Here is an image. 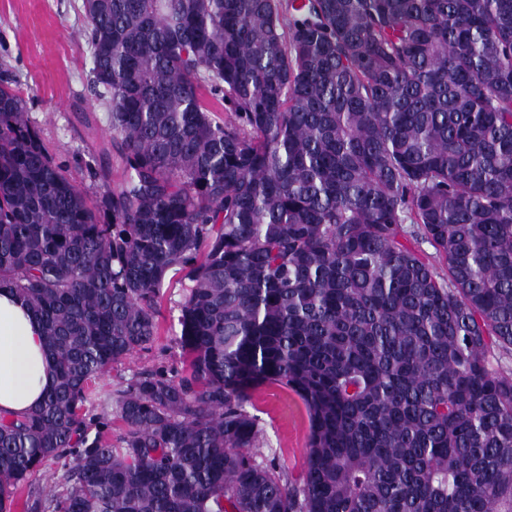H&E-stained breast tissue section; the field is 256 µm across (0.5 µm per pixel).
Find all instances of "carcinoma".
Here are the masks:
<instances>
[{
    "label": "carcinoma",
    "instance_id": "1",
    "mask_svg": "<svg viewBox=\"0 0 512 512\" xmlns=\"http://www.w3.org/2000/svg\"><path fill=\"white\" fill-rule=\"evenodd\" d=\"M80 14L130 177L89 205L0 77V289L55 371L0 416V512L50 464L26 512H512V0ZM175 267L188 368L99 396ZM266 384L308 408L296 476L252 452ZM56 466L49 465L33 474L18 491L14 512H25L24 505L29 491H41L44 494H51L58 490L56 486Z\"/></svg>",
    "mask_w": 512,
    "mask_h": 512
}]
</instances>
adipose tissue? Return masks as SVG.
I'll return each instance as SVG.
<instances>
[{
  "label": "adipose tissue",
  "mask_w": 512,
  "mask_h": 512,
  "mask_svg": "<svg viewBox=\"0 0 512 512\" xmlns=\"http://www.w3.org/2000/svg\"><path fill=\"white\" fill-rule=\"evenodd\" d=\"M52 384L51 358L40 323L9 290L0 291V413L39 405Z\"/></svg>",
  "instance_id": "adipose-tissue-1"
}]
</instances>
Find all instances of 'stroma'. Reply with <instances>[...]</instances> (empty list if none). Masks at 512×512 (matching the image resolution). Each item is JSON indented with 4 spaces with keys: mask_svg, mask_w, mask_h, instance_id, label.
Returning <instances> with one entry per match:
<instances>
[{
    "mask_svg": "<svg viewBox=\"0 0 512 512\" xmlns=\"http://www.w3.org/2000/svg\"><path fill=\"white\" fill-rule=\"evenodd\" d=\"M81 0H0V62L28 104V115L56 159L86 190L99 198L88 173L102 147L119 146L109 116L88 81L90 59L79 16ZM189 282L170 272L157 308V337L146 350L115 363L96 381L102 393L120 389L136 375L179 374L190 357L178 346L180 302ZM262 430L256 452L298 474L309 443V413L303 400L285 387L258 388L248 406Z\"/></svg>",
    "mask_w": 512,
    "mask_h": 512,
    "instance_id": "stroma-1",
    "label": "stroma"
}]
</instances>
